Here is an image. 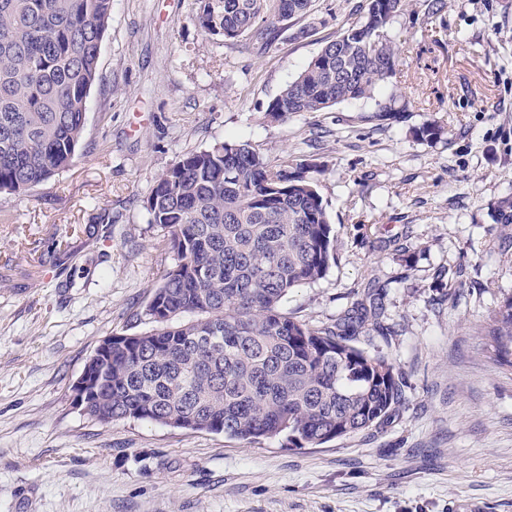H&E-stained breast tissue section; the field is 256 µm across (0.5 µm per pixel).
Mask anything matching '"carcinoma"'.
Returning <instances> with one entry per match:
<instances>
[{
	"mask_svg": "<svg viewBox=\"0 0 512 512\" xmlns=\"http://www.w3.org/2000/svg\"><path fill=\"white\" fill-rule=\"evenodd\" d=\"M312 0H201L205 33L266 37L307 15ZM408 0H368L361 20L329 41L265 112L275 120L370 99L396 75L390 35ZM112 0H0V193L41 185L71 165L98 77ZM434 122L415 129L433 143ZM311 165L273 166L249 144L219 142L179 157L145 207L175 266L141 317L152 328L112 334L102 375L83 404L92 419L150 421L313 448L381 427L403 400L389 358L353 344L381 325L375 301L326 325L283 309L288 292L336 262ZM484 351L512 368V296L482 330Z\"/></svg>",
	"mask_w": 512,
	"mask_h": 512,
	"instance_id": "obj_1",
	"label": "carcinoma"
}]
</instances>
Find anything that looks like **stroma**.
<instances>
[{"mask_svg": "<svg viewBox=\"0 0 512 512\" xmlns=\"http://www.w3.org/2000/svg\"><path fill=\"white\" fill-rule=\"evenodd\" d=\"M366 2L313 0L272 41L227 42L202 31L200 0H112L73 163L0 194V512H512V370L480 335L512 295V224L494 219L512 199V0L405 12L375 99L269 119ZM392 94L408 111L379 119ZM427 121L441 141L415 137ZM224 140L321 166L336 263L286 307L329 324L383 285L393 333L356 340L404 380L383 429L288 448L75 405L95 349L147 330L139 314L176 262L145 208L153 186Z\"/></svg>", "mask_w": 512, "mask_h": 512, "instance_id": "35a3bbf8", "label": "stroma"}]
</instances>
